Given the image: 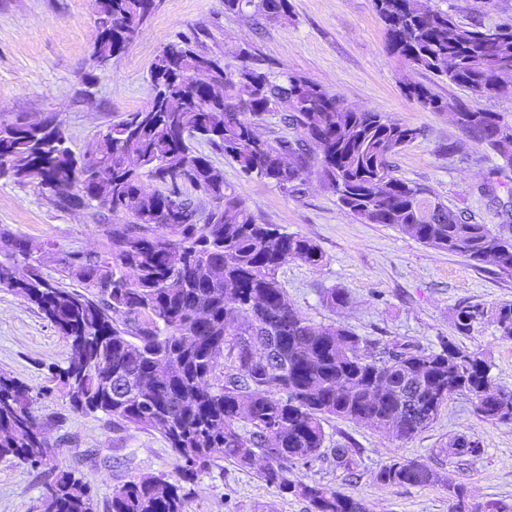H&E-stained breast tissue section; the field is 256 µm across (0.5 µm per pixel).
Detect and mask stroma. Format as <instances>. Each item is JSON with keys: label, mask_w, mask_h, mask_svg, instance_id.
I'll return each instance as SVG.
<instances>
[{"label": "stroma", "mask_w": 512, "mask_h": 512, "mask_svg": "<svg viewBox=\"0 0 512 512\" xmlns=\"http://www.w3.org/2000/svg\"><path fill=\"white\" fill-rule=\"evenodd\" d=\"M282 21L253 24L225 13L224 0H161L136 42L98 72L93 85L82 77L96 40V0H0V122L55 117L71 149H90L100 132L151 99L149 70L154 56L178 37L195 38L199 51L221 55L249 48L258 67L285 70L341 95L349 104L382 112L420 128L412 143L393 154L398 176L418 182L451 210L468 211L477 223L497 228L502 217L479 192L488 174L496 193L512 200V167L489 148L468 139L447 113L421 109L402 85L415 81L449 101L462 100L512 123V96L477 98L427 71H414L387 48L384 25L373 0H289ZM467 26L512 21V0H431ZM461 142L465 152L448 155L442 145ZM196 148L223 169L224 181L245 199L258 221L312 240L323 254L320 265L289 262L278 278L302 316L316 324L340 323L382 342L398 340L435 350L441 338L456 336L452 313L463 302L495 306L512 303V273L490 262L433 249L387 224H365L337 201L317 174L294 193L245 177L223 152L200 142ZM28 241L32 261L53 276L52 253L103 250L107 238L90 211L59 208L31 185L0 182V233ZM324 288L342 289L348 304L322 303ZM459 344L485 352L497 383L512 390V340L493 322L475 325ZM70 347L57 330L24 300L0 291V370L38 389L49 369L64 365ZM34 412L46 419L54 446L51 463L83 477L99 497L130 480L173 474L175 456L160 434L137 429L101 414L70 411L60 393L38 399ZM326 445L347 449L354 474L337 469L332 457L312 468H295L361 500L369 512H450L438 485L390 486L376 478L393 458L454 471L469 487L473 506L495 503L512 512V422L483 419L472 400L456 395L425 429L407 440L337 418L324 423ZM479 441L477 458L441 455L449 439ZM43 471L0 461V512H39ZM188 512H310L301 498L268 485L257 469L232 463L201 475Z\"/></svg>", "instance_id": "1"}]
</instances>
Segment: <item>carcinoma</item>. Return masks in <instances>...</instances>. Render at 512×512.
Instances as JSON below:
<instances>
[{
    "mask_svg": "<svg viewBox=\"0 0 512 512\" xmlns=\"http://www.w3.org/2000/svg\"><path fill=\"white\" fill-rule=\"evenodd\" d=\"M389 51L413 69L433 73L477 98L512 94L496 74L512 68V24L486 28L456 23L428 0H374ZM157 0H99L96 50L116 58L141 33ZM224 11L254 22L286 19L289 0H224ZM189 39L171 42L150 67L152 111L138 109L109 124L87 163L68 146L65 130L35 123L0 124V180L32 184L41 193L68 189L57 202L106 215L132 214L134 222L105 225L108 247L56 259L60 277L38 267L15 278L27 261L25 242L0 235V290L33 305L70 347L52 380L69 405L159 433L176 456L175 481L161 474L128 481L101 501L72 471L49 469L39 512H187L200 474L228 460L243 469L263 462L262 478L302 498L312 512H369L336 488L291 478L325 455L323 423L339 418L404 440L427 427L453 395L475 400L490 421H512V391L500 387L484 352L453 339L430 351L397 340L381 343L344 325L304 318L278 280L279 269L299 259L322 262L309 239L261 224L224 183V171L194 150L204 140L224 151L244 175L293 193L317 168L341 206L364 224H390L437 250L474 261L492 260L512 272L508 209L498 231L461 211L448 210L417 182L395 174L389 158L420 135L382 113L355 108L341 96L287 71L216 57L224 100L195 104L211 72ZM405 95L422 109L441 112L446 100L408 81ZM273 112L299 132L268 139L254 118ZM455 123L476 143L512 165V124L496 112L464 106ZM291 156L288 170L283 154ZM147 180L166 191H149ZM189 183L211 200L208 209L186 197ZM325 305L347 304L338 288ZM484 320L512 338V304H460L455 332L466 336ZM269 359L251 355L252 344ZM112 377V388L105 380ZM43 395L0 371V460L32 469L46 465L47 436L32 405ZM479 442L456 437L439 453L481 454ZM392 486L439 483L451 512L468 509L469 491L453 473L419 461L392 459L377 473Z\"/></svg>",
    "mask_w": 512,
    "mask_h": 512,
    "instance_id": "1",
    "label": "carcinoma"
}]
</instances>
